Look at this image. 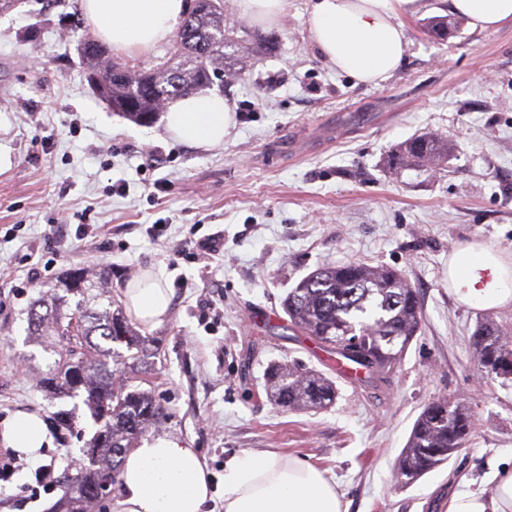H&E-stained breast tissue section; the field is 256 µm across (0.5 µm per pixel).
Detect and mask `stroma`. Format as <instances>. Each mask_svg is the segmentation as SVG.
Wrapping results in <instances>:
<instances>
[{"label":"stroma","instance_id":"obj_1","mask_svg":"<svg viewBox=\"0 0 512 512\" xmlns=\"http://www.w3.org/2000/svg\"><path fill=\"white\" fill-rule=\"evenodd\" d=\"M309 4L287 0L269 26L241 18L243 39L273 32L279 43L268 55L242 51V76L214 85L234 117L220 148L175 139L161 118L134 123L97 98L77 50L97 37L81 0L0 14V144L11 154L0 172V425L35 411L53 437L41 461L22 460L0 482V512H53L98 430L83 394L44 387L54 355L28 323L32 304L51 300L75 267L111 270L116 302L144 270L161 274L169 313L140 328L160 354L126 376L163 409L152 435L196 448L215 476L244 453L291 455L324 471L345 512H442L453 491L486 488L493 466H512V384L480 380L470 344L479 318L512 327V301L472 306L448 285V259L467 243L512 265V23L479 32L460 17L441 41L424 24L447 15L445 0H420L402 18L401 63L374 86L320 56ZM423 131L452 146L447 170L391 175L390 151ZM151 154L160 165L146 166ZM215 233L223 252L168 263L171 247ZM349 261L403 273L420 291L422 328L387 388L338 375L328 409L284 410L266 394L269 363L330 367L318 342L290 328L282 301L318 267ZM206 300L215 310L204 319ZM444 398L473 410L465 446L399 482L417 416ZM40 463L53 466L55 487L21 497Z\"/></svg>","mask_w":512,"mask_h":512}]
</instances>
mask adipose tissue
Segmentation results:
<instances>
[{"label":"adipose tissue","instance_id":"1","mask_svg":"<svg viewBox=\"0 0 512 512\" xmlns=\"http://www.w3.org/2000/svg\"><path fill=\"white\" fill-rule=\"evenodd\" d=\"M417 0H311L308 30L325 61L358 82L389 78L406 48L401 15ZM84 14L101 40L130 57L150 53L170 39L189 9L188 0H81ZM451 13L472 28L492 31L512 21V0H448ZM232 109L216 93L176 98L166 108V129L196 146L223 144ZM448 282L463 301L493 308L512 300V266L488 249L466 245L448 261ZM128 312L141 324L165 318L170 291L150 274L122 290ZM6 447L39 458L53 438L34 412H20L0 429ZM491 492L460 490L448 512H512V468L495 469ZM121 512H208L222 499L224 512H343L335 485L310 463L273 453L234 456L214 482L199 454L168 436L142 440L120 475Z\"/></svg>","mask_w":512,"mask_h":512}]
</instances>
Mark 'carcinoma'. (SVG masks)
<instances>
[{
	"instance_id": "1",
	"label": "carcinoma",
	"mask_w": 512,
	"mask_h": 512,
	"mask_svg": "<svg viewBox=\"0 0 512 512\" xmlns=\"http://www.w3.org/2000/svg\"><path fill=\"white\" fill-rule=\"evenodd\" d=\"M242 26L228 24L224 0H195L173 36L176 62L161 70H132L112 60L102 44L84 42L81 52L86 78L112 111L133 122H154L166 103L178 96L211 87L214 81L240 75L237 57ZM448 163V141L425 132L398 144L389 156L397 175L408 169L435 173ZM66 295L28 312L39 332L51 326L65 340L60 360L46 383L64 378L69 387L85 394L99 429L85 462L69 478L71 496L66 512H85V506L112 492L124 466L131 441L162 417V408L150 395L131 387L118 369L115 351L104 342L126 346L127 359L157 355L158 346L140 334L122 312L112 309V297L100 290L102 282L84 270L71 271L61 282ZM78 298L75 309L68 296ZM109 304H101V300ZM291 328L317 340L335 362L357 381L381 388L411 341L421 329L418 292L397 270L364 262L325 265L303 277L285 299ZM475 363L512 383V342L505 326L477 321L472 334ZM267 390L274 403L288 411L319 410L336 399V384L316 369L278 365L270 370ZM473 424L469 406L447 399L429 402L417 417L398 458L395 475L408 484L444 465L465 441Z\"/></svg>"
}]
</instances>
